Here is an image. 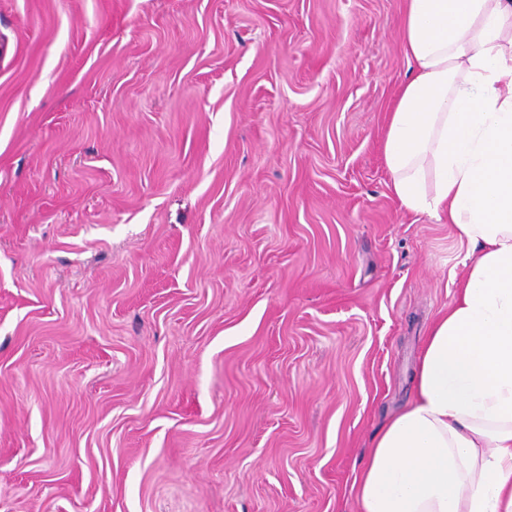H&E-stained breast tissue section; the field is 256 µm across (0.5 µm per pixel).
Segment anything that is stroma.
<instances>
[{
    "label": "stroma",
    "instance_id": "stroma-1",
    "mask_svg": "<svg viewBox=\"0 0 512 512\" xmlns=\"http://www.w3.org/2000/svg\"><path fill=\"white\" fill-rule=\"evenodd\" d=\"M404 0H0V512H358L467 243L383 156Z\"/></svg>",
    "mask_w": 512,
    "mask_h": 512
}]
</instances>
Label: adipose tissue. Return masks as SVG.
<instances>
[{
	"label": "adipose tissue",
	"mask_w": 512,
	"mask_h": 512,
	"mask_svg": "<svg viewBox=\"0 0 512 512\" xmlns=\"http://www.w3.org/2000/svg\"><path fill=\"white\" fill-rule=\"evenodd\" d=\"M401 41L392 193L477 257L353 489L361 512H512V0H406Z\"/></svg>",
	"instance_id": "1"
}]
</instances>
